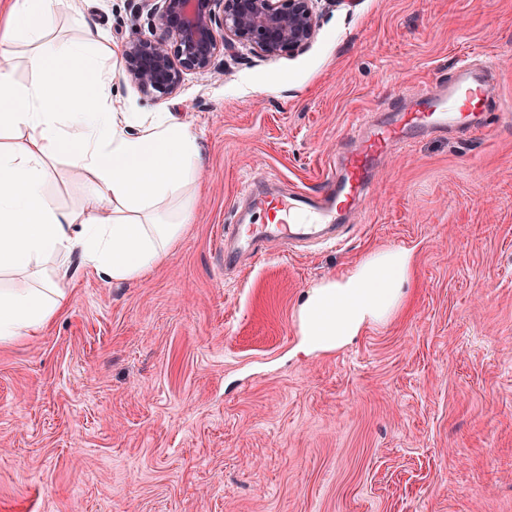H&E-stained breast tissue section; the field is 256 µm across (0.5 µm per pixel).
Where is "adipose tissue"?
I'll use <instances>...</instances> for the list:
<instances>
[{
	"mask_svg": "<svg viewBox=\"0 0 512 512\" xmlns=\"http://www.w3.org/2000/svg\"><path fill=\"white\" fill-rule=\"evenodd\" d=\"M53 0H6L0 45L34 46L38 81L17 84L0 60V274L52 278L40 288L0 290V343L36 333L67 300L72 262L115 281L138 279L164 261L192 222L201 176L190 125L112 111V66L91 54L95 38L54 42ZM85 177L81 207L46 193L58 158ZM413 256L402 247L370 253L344 274L313 285L297 312L315 349L333 350L400 307Z\"/></svg>",
	"mask_w": 512,
	"mask_h": 512,
	"instance_id": "ef3b65f1",
	"label": "adipose tissue"
}]
</instances>
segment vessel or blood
<instances>
[{"instance_id":"b4317fda","label":"vessel or blood","mask_w":512,"mask_h":512,"mask_svg":"<svg viewBox=\"0 0 512 512\" xmlns=\"http://www.w3.org/2000/svg\"><path fill=\"white\" fill-rule=\"evenodd\" d=\"M491 89L476 73L469 58H461L449 82L428 89L410 106L382 120L374 113L362 114L351 144L344 151L326 185L315 196L303 193L288 196L257 191L246 184L244 193L253 194L260 209L277 212L273 224H250L236 228L238 245L225 248L224 264L236 266L242 254L262 251L264 243L277 242L287 249L311 243L338 245L344 225L338 217L356 209L372 190L371 171L381 151L390 144H400L427 131H448L480 123Z\"/></svg>"}]
</instances>
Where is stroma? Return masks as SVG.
Returning <instances> with one entry per match:
<instances>
[{
    "mask_svg": "<svg viewBox=\"0 0 512 512\" xmlns=\"http://www.w3.org/2000/svg\"><path fill=\"white\" fill-rule=\"evenodd\" d=\"M140 0H57L50 39L120 50ZM312 43L224 55L154 100L115 76L117 112L171 113L200 146L195 223L143 278L76 269L37 335L0 344V512H512V0H321ZM476 53L485 132L393 147L340 247L224 270L241 187L318 191L357 113L396 111ZM52 200L81 174L55 163ZM412 250L401 308L331 351L296 312L367 253Z\"/></svg>",
    "mask_w": 512,
    "mask_h": 512,
    "instance_id": "stroma-1",
    "label": "stroma"
}]
</instances>
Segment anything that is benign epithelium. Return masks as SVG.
Wrapping results in <instances>:
<instances>
[{"label":"benign epithelium","mask_w":512,"mask_h":512,"mask_svg":"<svg viewBox=\"0 0 512 512\" xmlns=\"http://www.w3.org/2000/svg\"><path fill=\"white\" fill-rule=\"evenodd\" d=\"M148 32L121 49L123 78L155 100L175 95L185 75L212 74L224 52L266 58L309 46L318 0H141Z\"/></svg>","instance_id":"7a95c632"}]
</instances>
